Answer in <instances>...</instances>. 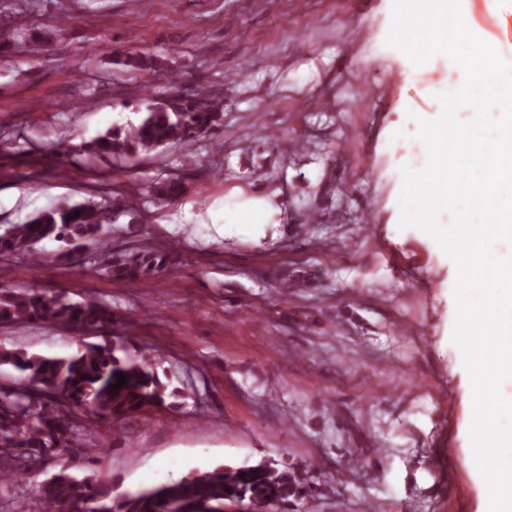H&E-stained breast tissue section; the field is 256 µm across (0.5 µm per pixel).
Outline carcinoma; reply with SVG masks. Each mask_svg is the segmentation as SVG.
<instances>
[{"label": "carcinoma", "instance_id": "obj_1", "mask_svg": "<svg viewBox=\"0 0 512 512\" xmlns=\"http://www.w3.org/2000/svg\"><path fill=\"white\" fill-rule=\"evenodd\" d=\"M220 114L205 96L187 102L179 112L164 107L150 110L137 126L111 130L84 143L79 154L121 162L168 144L188 142L207 134ZM183 191L175 178L153 186L155 199L171 202ZM79 217H74V212ZM107 207L59 206L26 224H10L0 231V253L39 259V244L52 239L62 243L57 258L76 259V251L100 242ZM170 252L145 243L124 253L99 249L97 269L119 279H144L163 272ZM116 321L108 303L74 302L64 293L38 289L0 291V326L53 322L63 327L93 332ZM120 347L89 343L75 356L45 358L25 352L0 351V364L22 373L17 386L0 389V446L17 452H0V486L25 476L49 450L79 451L92 457L101 452L87 440L98 420L120 428L132 413L165 403L166 386L147 358H121ZM127 383L111 388L118 374ZM305 480L278 470L270 462L237 468H217L196 473L153 489L112 498V484L92 477L79 478L63 470L42 483L39 495L57 512H224V504L241 502L246 512H282L288 497L298 494Z\"/></svg>", "mask_w": 512, "mask_h": 512}]
</instances>
